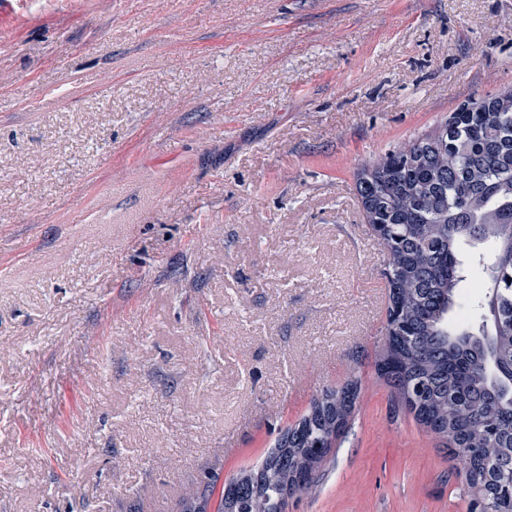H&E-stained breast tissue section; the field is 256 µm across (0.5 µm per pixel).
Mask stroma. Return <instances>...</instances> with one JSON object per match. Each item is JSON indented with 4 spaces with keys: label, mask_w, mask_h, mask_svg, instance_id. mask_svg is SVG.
<instances>
[{
    "label": "stroma",
    "mask_w": 512,
    "mask_h": 512,
    "mask_svg": "<svg viewBox=\"0 0 512 512\" xmlns=\"http://www.w3.org/2000/svg\"><path fill=\"white\" fill-rule=\"evenodd\" d=\"M10 4L0 512H176L352 381L287 512H468L377 371L389 255L356 172L512 88V0Z\"/></svg>",
    "instance_id": "stroma-1"
}]
</instances>
